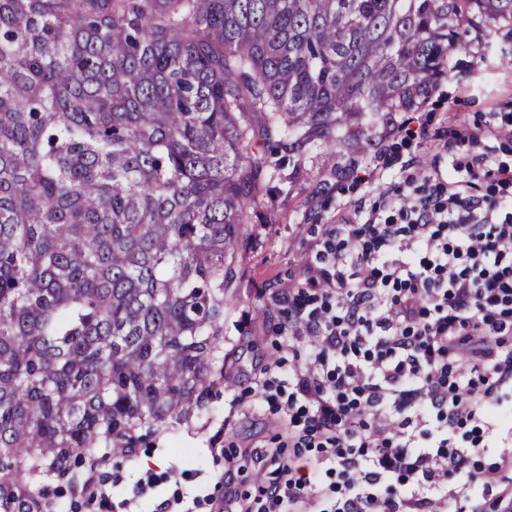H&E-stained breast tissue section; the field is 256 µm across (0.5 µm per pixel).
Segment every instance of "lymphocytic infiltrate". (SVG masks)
Masks as SVG:
<instances>
[{
	"mask_svg": "<svg viewBox=\"0 0 512 512\" xmlns=\"http://www.w3.org/2000/svg\"><path fill=\"white\" fill-rule=\"evenodd\" d=\"M486 173L512 187V161L486 152L465 172L340 207L296 284L273 291L310 347L288 372L284 445L317 449L322 467L309 478L272 455L257 512H457L453 476L512 512V480L469 466L512 390V196L476 194ZM468 423L475 438L456 447Z\"/></svg>",
	"mask_w": 512,
	"mask_h": 512,
	"instance_id": "1",
	"label": "lymphocytic infiltrate"
}]
</instances>
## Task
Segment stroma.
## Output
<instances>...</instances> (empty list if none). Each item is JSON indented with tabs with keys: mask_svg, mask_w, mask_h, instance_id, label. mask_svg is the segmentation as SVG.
<instances>
[{
	"mask_svg": "<svg viewBox=\"0 0 512 512\" xmlns=\"http://www.w3.org/2000/svg\"><path fill=\"white\" fill-rule=\"evenodd\" d=\"M451 75H439L431 95L415 112L412 129L394 132L382 144L392 165L373 155L344 159L330 181L329 198L314 202L315 216L305 220L303 196L275 209L262 208L253 217L254 236L243 252L242 279L236 307L224 314V382L214 388L206 408L188 423L147 436L130 454L99 450L83 462L76 479H60L42 471L26 482L33 512H159L162 502H178L181 512H217L224 503L225 456L240 455L233 483L240 512L259 495L255 475L260 455L275 450L281 427L272 407L254 408L252 390L262 366L281 358L305 361L306 342L290 343L281 305L259 294L262 283L296 279L311 245L324 225L335 223L339 204L373 203L376 195L367 174L400 182L404 168L447 172L449 164L466 165L484 144L447 147L453 123L472 127L488 114L512 121V22L496 24L487 39H472L452 58ZM427 137H420V130ZM106 479V499L90 502L79 485L90 468Z\"/></svg>",
	"mask_w": 512,
	"mask_h": 512,
	"instance_id": "35a3bbf8",
	"label": "stroma"
}]
</instances>
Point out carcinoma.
Instances as JSON below:
<instances>
[{"mask_svg":"<svg viewBox=\"0 0 512 512\" xmlns=\"http://www.w3.org/2000/svg\"><path fill=\"white\" fill-rule=\"evenodd\" d=\"M512 0H0V490L183 423L250 214L326 187Z\"/></svg>","mask_w":512,"mask_h":512,"instance_id":"obj_1","label":"carcinoma"}]
</instances>
